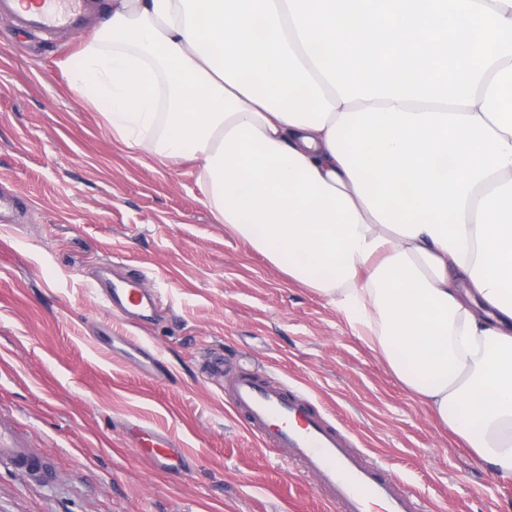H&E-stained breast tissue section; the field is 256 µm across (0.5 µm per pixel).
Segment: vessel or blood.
<instances>
[{
	"label": "vessel or blood",
	"instance_id": "1",
	"mask_svg": "<svg viewBox=\"0 0 512 512\" xmlns=\"http://www.w3.org/2000/svg\"><path fill=\"white\" fill-rule=\"evenodd\" d=\"M14 2L0 0V14L14 17L25 28L42 31L78 28L90 6L89 0H82L78 7L60 13L53 10L50 0H43L39 10L22 13ZM99 298L108 308L136 319L152 317L157 306L155 293L130 281L103 285ZM100 342L109 347L123 345L142 375L159 377L156 354L132 337L107 333ZM203 372L252 434L287 449L290 459L318 478L337 512H415L414 502L400 490L398 478L354 449L349 437L314 409L301 392L247 371L227 369L220 358L207 360ZM127 431L156 471L171 476L186 473L187 452L170 433L137 421L128 422ZM2 467L48 485L56 477L43 452L28 447L10 424L0 420Z\"/></svg>",
	"mask_w": 512,
	"mask_h": 512
}]
</instances>
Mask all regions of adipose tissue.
Segmentation results:
<instances>
[{
    "mask_svg": "<svg viewBox=\"0 0 512 512\" xmlns=\"http://www.w3.org/2000/svg\"><path fill=\"white\" fill-rule=\"evenodd\" d=\"M64 66L512 477V0H111Z\"/></svg>",
    "mask_w": 512,
    "mask_h": 512,
    "instance_id": "obj_1",
    "label": "adipose tissue"
}]
</instances>
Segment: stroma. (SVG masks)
I'll use <instances>...</instances> for the list:
<instances>
[{"label": "stroma", "instance_id": "obj_1", "mask_svg": "<svg viewBox=\"0 0 512 512\" xmlns=\"http://www.w3.org/2000/svg\"><path fill=\"white\" fill-rule=\"evenodd\" d=\"M43 42L0 18V419L41 449L59 480L0 468V512H334L322 487L237 418L201 370L298 387L356 448L395 472L420 512H512V478L474 466L330 297L288 278L218 224L196 170L128 150L70 88L63 66L106 19ZM157 291L137 326L96 296L101 277ZM155 348L161 380L96 342L104 327ZM139 419L192 457L181 478L152 470L124 432Z\"/></svg>", "mask_w": 512, "mask_h": 512}]
</instances>
